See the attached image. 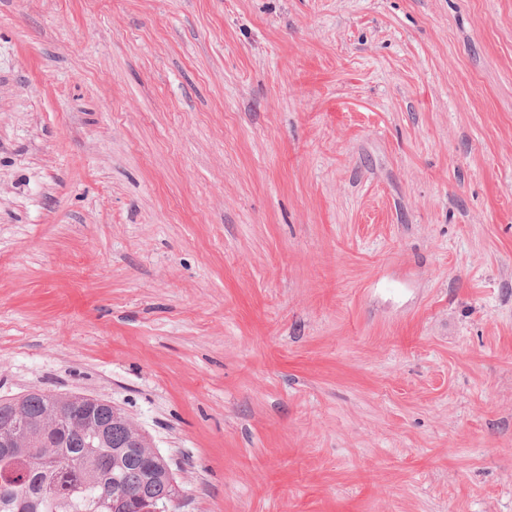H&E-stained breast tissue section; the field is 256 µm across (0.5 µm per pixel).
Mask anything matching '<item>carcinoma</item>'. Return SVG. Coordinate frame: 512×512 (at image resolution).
I'll use <instances>...</instances> for the list:
<instances>
[{"instance_id":"carcinoma-1","label":"carcinoma","mask_w":512,"mask_h":512,"mask_svg":"<svg viewBox=\"0 0 512 512\" xmlns=\"http://www.w3.org/2000/svg\"><path fill=\"white\" fill-rule=\"evenodd\" d=\"M83 397L33 387L0 400V512H139L165 501L179 508L178 485L169 461L149 459L131 448L132 434L121 415L102 405L75 421L70 410Z\"/></svg>"}]
</instances>
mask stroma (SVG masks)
<instances>
[{
    "instance_id": "35a3bbf8",
    "label": "stroma",
    "mask_w": 512,
    "mask_h": 512,
    "mask_svg": "<svg viewBox=\"0 0 512 512\" xmlns=\"http://www.w3.org/2000/svg\"><path fill=\"white\" fill-rule=\"evenodd\" d=\"M34 386L179 512H512V0H0Z\"/></svg>"
}]
</instances>
